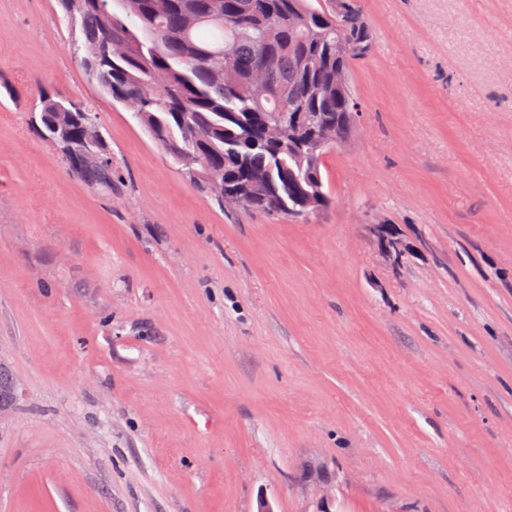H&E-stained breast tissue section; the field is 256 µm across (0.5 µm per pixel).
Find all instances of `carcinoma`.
Wrapping results in <instances>:
<instances>
[{
	"label": "carcinoma",
	"mask_w": 512,
	"mask_h": 512,
	"mask_svg": "<svg viewBox=\"0 0 512 512\" xmlns=\"http://www.w3.org/2000/svg\"><path fill=\"white\" fill-rule=\"evenodd\" d=\"M58 2L79 27L74 49L90 81L122 105L144 97L139 125L174 164L197 168L205 192L210 172L224 171L232 192L217 202L280 217L296 212L299 193L309 192L322 197L317 211L329 206L321 167L331 145L317 144L315 131L359 111L349 75L371 44L359 9L345 19V0L327 11L311 0H172L167 9L145 0L130 21L121 0ZM156 74L166 91L153 88ZM291 112L315 116L298 152L265 137L266 129L288 125ZM37 127L53 146L68 140L63 157L73 176L112 190L106 137L96 146L83 137L98 127L88 103L46 95Z\"/></svg>",
	"instance_id": "1"
}]
</instances>
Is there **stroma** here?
I'll return each mask as SVG.
<instances>
[{
	"label": "stroma",
	"mask_w": 512,
	"mask_h": 512,
	"mask_svg": "<svg viewBox=\"0 0 512 512\" xmlns=\"http://www.w3.org/2000/svg\"><path fill=\"white\" fill-rule=\"evenodd\" d=\"M308 220L219 206L0 0V512H512V0H357ZM120 174L69 175L45 94ZM38 118L39 135L61 151L73 176L92 188L111 190L114 177L112 152L97 123L96 113L87 102L45 95L40 102ZM88 127L101 132V141L96 146L83 137ZM61 138L68 140L70 152L56 144Z\"/></svg>",
	"instance_id": "stroma-1"
}]
</instances>
